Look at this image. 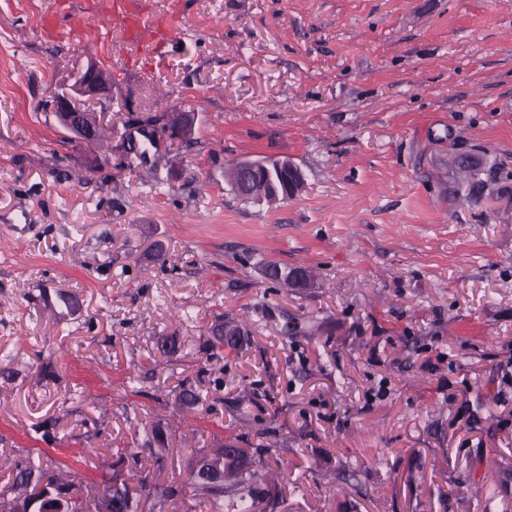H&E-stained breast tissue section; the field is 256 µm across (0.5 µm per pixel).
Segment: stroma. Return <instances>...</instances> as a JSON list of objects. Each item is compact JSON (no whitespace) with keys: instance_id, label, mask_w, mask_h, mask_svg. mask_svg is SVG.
<instances>
[{"instance_id":"stroma-1","label":"stroma","mask_w":512,"mask_h":512,"mask_svg":"<svg viewBox=\"0 0 512 512\" xmlns=\"http://www.w3.org/2000/svg\"><path fill=\"white\" fill-rule=\"evenodd\" d=\"M57 2L0 0V213L29 215L0 223V486L52 460L94 479L120 450L180 486L236 438L288 463L273 512H512V0H142L175 20L148 54L109 0H68L80 34L49 37ZM102 58L104 149L46 106ZM175 110L192 139L128 152V125ZM281 158L294 199L224 177Z\"/></svg>"}]
</instances>
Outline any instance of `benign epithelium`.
Returning <instances> with one entry per match:
<instances>
[{"mask_svg":"<svg viewBox=\"0 0 512 512\" xmlns=\"http://www.w3.org/2000/svg\"><path fill=\"white\" fill-rule=\"evenodd\" d=\"M112 97V79L109 71L98 62L89 61L76 75L73 84L64 91L53 92L52 102L56 117L70 137L85 143L98 139L101 127L107 125L106 113L95 112L90 104ZM196 116L193 112L179 111L173 115L172 124L160 128L149 122L132 127L125 135L129 149H136L137 136H143L155 149L175 140H189L194 134ZM238 169L253 181L245 182L247 195L269 204L286 201L303 186L302 172L288 159L240 160ZM224 455L206 454L198 459L195 467H204L206 483L210 486L224 483ZM35 477L24 479L11 501L12 512H70V495L56 483L38 484L41 493L31 494ZM87 512H112L110 495L101 491L91 495L86 504Z\"/></svg>","mask_w":512,"mask_h":512,"instance_id":"7a95c632","label":"benign epithelium"}]
</instances>
